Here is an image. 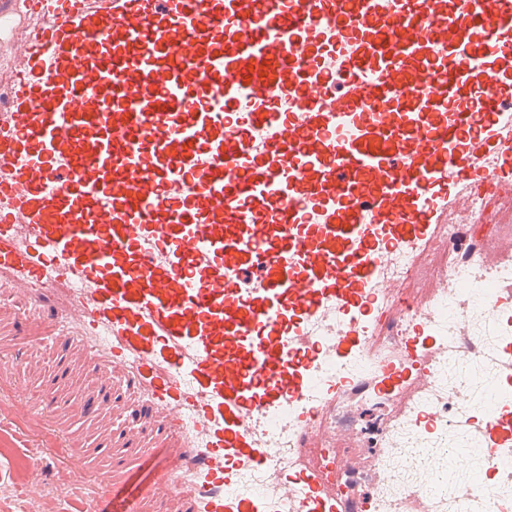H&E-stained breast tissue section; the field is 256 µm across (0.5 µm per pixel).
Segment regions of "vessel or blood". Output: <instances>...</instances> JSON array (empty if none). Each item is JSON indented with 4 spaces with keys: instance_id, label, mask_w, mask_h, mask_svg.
Returning a JSON list of instances; mask_svg holds the SVG:
<instances>
[{
    "instance_id": "1",
    "label": "vessel or blood",
    "mask_w": 512,
    "mask_h": 512,
    "mask_svg": "<svg viewBox=\"0 0 512 512\" xmlns=\"http://www.w3.org/2000/svg\"><path fill=\"white\" fill-rule=\"evenodd\" d=\"M496 225L493 236L477 234ZM486 274L507 340L491 401H455L484 470L512 464V0H0V317L61 342L81 409L126 421L101 492L163 448L133 512H353L288 449L398 400L443 338L398 255ZM400 327L382 358L367 341ZM359 362L346 375L342 365ZM11 412L49 423L12 382ZM50 461L26 468L53 499Z\"/></svg>"
}]
</instances>
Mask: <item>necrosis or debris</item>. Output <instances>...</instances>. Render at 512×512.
Returning a JSON list of instances; mask_svg holds the SVG:
<instances>
[{"instance_id":"4bbe7bcc","label":"necrosis or debris","mask_w":512,"mask_h":512,"mask_svg":"<svg viewBox=\"0 0 512 512\" xmlns=\"http://www.w3.org/2000/svg\"><path fill=\"white\" fill-rule=\"evenodd\" d=\"M437 307L447 326L465 320L473 335L489 346H499L492 315L460 308L457 295L439 298ZM428 385L414 398L411 411L433 412L437 423L423 431L409 419L394 417L390 397L366 393L351 401L350 415L324 414L323 424L345 423L354 417V439H340L329 446H312L299 455V462L323 473L340 494L353 496L358 512H410L412 499L453 502L454 512H466V497H477L482 512H512V471L503 470L493 484L465 482L463 493L455 489L439 493L423 485L422 469L440 470L448 466V451L470 438L462 429L449 424L448 416L459 394H469L482 401L485 387L498 377L495 366L455 353L430 366Z\"/></svg>"}]
</instances>
